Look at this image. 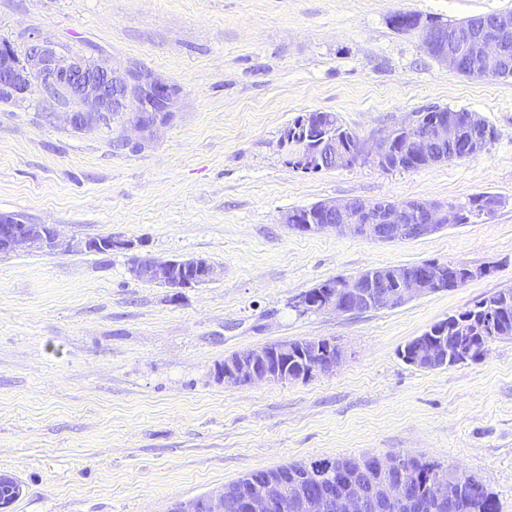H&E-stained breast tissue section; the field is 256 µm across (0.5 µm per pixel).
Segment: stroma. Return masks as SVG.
Instances as JSON below:
<instances>
[{"label":"stroma","mask_w":512,"mask_h":512,"mask_svg":"<svg viewBox=\"0 0 512 512\" xmlns=\"http://www.w3.org/2000/svg\"><path fill=\"white\" fill-rule=\"evenodd\" d=\"M512 11V0H0V41L52 42L177 86L150 139L129 113L75 132L39 95L0 101V212L108 253L0 254V473L10 512H172L244 474L339 455H421L480 477L512 512V338L477 360L407 364L415 336L512 288V77L469 79L394 29ZM428 106L479 113L484 151L414 170L304 173L279 146L298 115L336 113L366 137ZM505 198L495 214L380 243L283 221L329 200ZM203 257L207 284L137 279L135 257ZM427 260L479 275L455 290L354 314L304 312L325 280ZM328 339L336 370L228 387L225 357Z\"/></svg>","instance_id":"stroma-1"}]
</instances>
